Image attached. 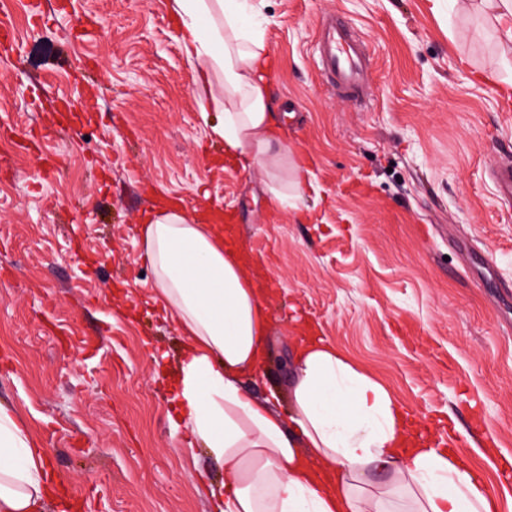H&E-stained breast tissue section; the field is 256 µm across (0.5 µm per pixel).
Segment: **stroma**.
<instances>
[{"label": "stroma", "mask_w": 512, "mask_h": 512, "mask_svg": "<svg viewBox=\"0 0 512 512\" xmlns=\"http://www.w3.org/2000/svg\"><path fill=\"white\" fill-rule=\"evenodd\" d=\"M0 0V402L46 451L48 512H210L224 468L188 446L170 374L184 339L153 303L152 208L233 206L271 275L264 373L287 410L306 325L450 443L512 512V54L493 0H247L272 66L285 169L208 170L211 140L168 0ZM373 59L363 104L323 85L316 28ZM282 186L287 203L272 187ZM479 407L481 429L469 416Z\"/></svg>", "instance_id": "stroma-1"}]
</instances>
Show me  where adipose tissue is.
<instances>
[{"label":"adipose tissue","mask_w":512,"mask_h":512,"mask_svg":"<svg viewBox=\"0 0 512 512\" xmlns=\"http://www.w3.org/2000/svg\"><path fill=\"white\" fill-rule=\"evenodd\" d=\"M181 49L197 68L200 117L244 169L279 167L288 149L266 86L268 49L239 0H169ZM152 300L185 343L173 387L189 444L224 467L212 512H499L453 448L415 430L392 394L336 348L304 339L291 404L243 385L263 372L270 289L247 273L242 247L201 215L170 207L139 229ZM392 467L373 489L371 467ZM54 495L42 450L0 405V512H41Z\"/></svg>","instance_id":"ef3b65f1"}]
</instances>
